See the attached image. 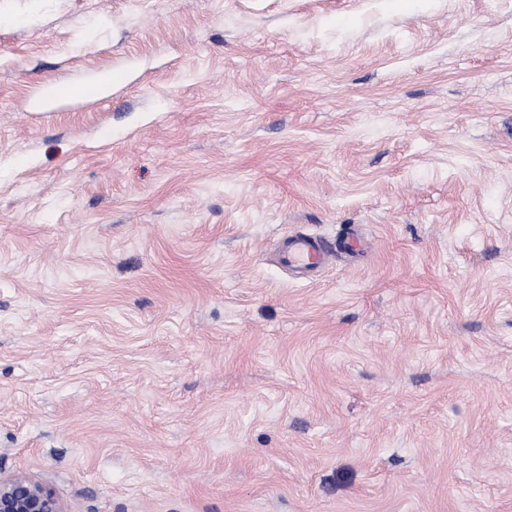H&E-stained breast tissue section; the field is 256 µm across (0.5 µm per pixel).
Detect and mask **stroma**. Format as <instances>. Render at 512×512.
<instances>
[{
	"instance_id": "obj_1",
	"label": "stroma",
	"mask_w": 512,
	"mask_h": 512,
	"mask_svg": "<svg viewBox=\"0 0 512 512\" xmlns=\"http://www.w3.org/2000/svg\"><path fill=\"white\" fill-rule=\"evenodd\" d=\"M18 473L63 512H512V0H0ZM333 255L330 243L314 234L299 232L288 236L279 262L299 275L300 279L313 280Z\"/></svg>"
}]
</instances>
